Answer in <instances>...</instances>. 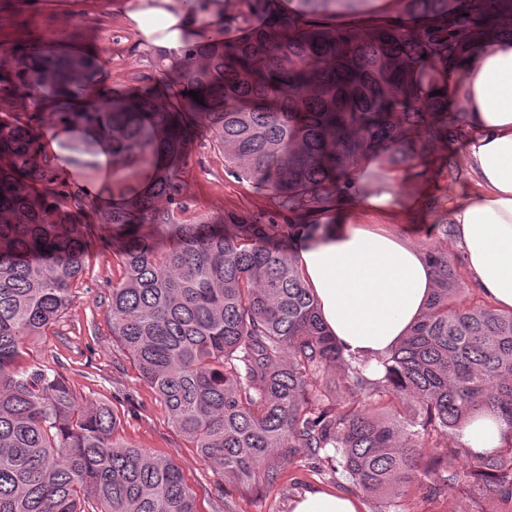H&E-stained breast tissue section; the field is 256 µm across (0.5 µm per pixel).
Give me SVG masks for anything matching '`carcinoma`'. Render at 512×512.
I'll use <instances>...</instances> for the list:
<instances>
[{"label": "carcinoma", "instance_id": "obj_1", "mask_svg": "<svg viewBox=\"0 0 512 512\" xmlns=\"http://www.w3.org/2000/svg\"><path fill=\"white\" fill-rule=\"evenodd\" d=\"M369 2L295 0L290 12L282 0H242L238 17L172 61L158 98L90 96L94 60L37 43L8 51L0 98L34 111L0 113V512H196L174 462L115 438L111 405L81 403L60 372L21 363L25 343L58 322L87 258L79 220L95 200L59 181L42 150V133L59 125L83 152L112 144V204L96 210L122 240L112 335L212 468L270 485L295 449H332L354 484L398 497L432 462L458 481L463 457L475 498L512 505V311L457 305L446 252L427 250L426 311L371 380L327 334L294 256L272 244L275 219H180L186 147L198 139L223 151L230 176L272 191L288 236L303 240L346 196L383 183L384 166L408 169L469 136L434 91L479 43L512 35V0H401L390 22L327 25ZM374 159L381 166L363 169ZM442 168L448 191L466 175L450 157ZM332 364L418 411L345 409ZM481 410L508 425L500 447L424 441L429 430L460 435Z\"/></svg>", "mask_w": 512, "mask_h": 512}]
</instances>
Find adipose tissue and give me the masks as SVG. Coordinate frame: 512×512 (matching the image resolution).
<instances>
[{"instance_id": "adipose-tissue-1", "label": "adipose tissue", "mask_w": 512, "mask_h": 512, "mask_svg": "<svg viewBox=\"0 0 512 512\" xmlns=\"http://www.w3.org/2000/svg\"><path fill=\"white\" fill-rule=\"evenodd\" d=\"M126 25L168 53L200 37L201 14L170 0H135ZM450 111L471 134L465 156L473 189L449 200L448 219L463 251L470 283L498 308L512 311V37L498 36L448 73ZM65 135L47 132L43 145L64 175L79 173L83 189L97 193L112 177V147L102 145L77 165L62 148ZM394 183L320 216L312 238L295 249L296 263L317 301L321 320L345 356L377 370L425 310L435 286L424 250L390 226L412 214ZM356 497L312 488L296 497L292 512H361Z\"/></svg>"}]
</instances>
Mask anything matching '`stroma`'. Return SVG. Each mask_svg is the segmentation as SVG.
<instances>
[{
    "label": "stroma",
    "mask_w": 512,
    "mask_h": 512,
    "mask_svg": "<svg viewBox=\"0 0 512 512\" xmlns=\"http://www.w3.org/2000/svg\"><path fill=\"white\" fill-rule=\"evenodd\" d=\"M121 0H0V50L43 39L53 33L57 47L96 53L102 62L101 85L129 93L157 89L165 78L149 43L124 24L116 6ZM184 176L188 184L185 219L216 220L224 213L246 209L271 214L276 204L269 191L237 182L224 170V155L212 141H196L187 149ZM452 185L454 195L468 192L470 180L449 183L446 172L425 162L423 173L400 180L410 198L441 194ZM441 215L425 212L404 218L398 228L422 248L436 244L450 263L462 266L455 238H442L436 229ZM88 263L72 286L64 317L29 343L26 362L60 371L78 397L109 403L117 412L118 439L169 458L181 469L196 494L197 512H290L291 501L313 487H327L354 497L362 512H385L386 502L354 485L334 460L313 459L308 449H296L273 484L242 483L214 471L197 448L172 424L157 394L145 384L132 358L112 336L108 317L112 285L123 270L114 253L120 242L94 229ZM421 489L401 499L406 512H504L499 502H476L464 483L443 485L442 473L429 470Z\"/></svg>",
    "instance_id": "obj_1"
}]
</instances>
